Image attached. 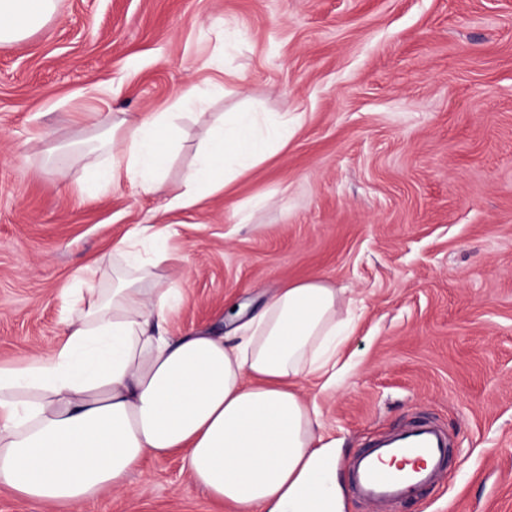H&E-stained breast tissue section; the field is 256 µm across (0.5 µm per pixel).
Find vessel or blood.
<instances>
[{
	"label": "vessel or blood",
	"mask_w": 512,
	"mask_h": 512,
	"mask_svg": "<svg viewBox=\"0 0 512 512\" xmlns=\"http://www.w3.org/2000/svg\"><path fill=\"white\" fill-rule=\"evenodd\" d=\"M355 496L372 507L409 503L436 489L448 469L443 431L420 421L371 441L348 463Z\"/></svg>",
	"instance_id": "b4317fda"
}]
</instances>
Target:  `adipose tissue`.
I'll return each mask as SVG.
<instances>
[{"mask_svg": "<svg viewBox=\"0 0 512 512\" xmlns=\"http://www.w3.org/2000/svg\"><path fill=\"white\" fill-rule=\"evenodd\" d=\"M55 0H0V44L24 39ZM284 112H235L214 125L169 209L221 192L288 143ZM175 143L166 112H146L128 133L96 139L95 186L122 182L166 194ZM167 195V194H166ZM166 245V229L139 224L112 249V285L86 267L66 288L75 314L51 355L0 367V486L20 498L72 508L104 491H129L145 458L182 456L193 481L237 512H336V449L316 400L334 391L336 349L349 326L335 289L304 281L277 289L224 335H169L181 298L136 250Z\"/></svg>", "mask_w": 512, "mask_h": 512, "instance_id": "obj_1", "label": "adipose tissue"}]
</instances>
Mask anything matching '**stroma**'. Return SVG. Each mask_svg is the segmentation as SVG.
<instances>
[{"instance_id":"35a3bbf8","label":"stroma","mask_w":512,"mask_h":512,"mask_svg":"<svg viewBox=\"0 0 512 512\" xmlns=\"http://www.w3.org/2000/svg\"><path fill=\"white\" fill-rule=\"evenodd\" d=\"M217 56L224 91L173 119L170 194L222 114L300 118L229 190L171 211L127 183L84 194L87 158L54 172L51 149L167 111ZM137 224L169 232L171 334L299 281L355 301L344 387L304 384L339 512H370L348 460L423 417L448 434V478L389 512H512V0H58L0 45V366L50 354L62 289ZM131 480L75 512H233L178 456Z\"/></svg>"}]
</instances>
